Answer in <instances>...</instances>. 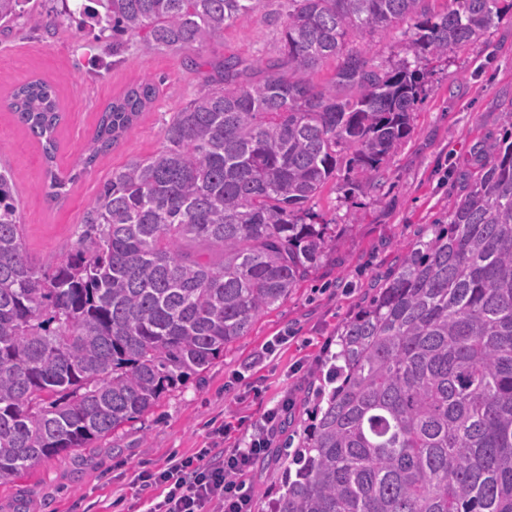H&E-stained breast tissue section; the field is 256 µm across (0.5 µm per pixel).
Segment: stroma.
Masks as SVG:
<instances>
[{"label": "stroma", "instance_id": "stroma-1", "mask_svg": "<svg viewBox=\"0 0 512 512\" xmlns=\"http://www.w3.org/2000/svg\"><path fill=\"white\" fill-rule=\"evenodd\" d=\"M279 7L280 0H267L264 11L225 27L223 37L179 52L146 57L130 46L117 65L111 38H96L75 18L45 29L22 17L0 29V165L12 174L23 242L36 263L75 248L100 185L130 160L162 148L166 121L205 88L212 63L228 56L264 64L280 58L282 26L267 17ZM414 37L404 22L356 42L371 48L375 62L419 69L421 91L411 134L385 164L379 184L351 189L341 170L310 203L316 222L328 224L331 241L309 277L223 357L163 394L149 413L92 447L43 460L1 482L0 512H146L152 492L138 479L143 468L165 466L170 457L217 442L233 446L287 398L293 401L288 431L302 432L309 385L336 351L342 321L394 267L401 245L446 220L481 174L487 145L512 124V13L447 56L415 59ZM33 78L54 86L65 114L51 164L9 108L12 91ZM147 79L159 88L156 100L111 151L83 168L99 113ZM50 166L69 180L57 202L44 188ZM221 427L227 435L220 441L215 432ZM282 473L279 460L251 465L244 480L253 491L252 512H268L283 491Z\"/></svg>", "mask_w": 512, "mask_h": 512}]
</instances>
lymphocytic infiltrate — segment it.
<instances>
[{
	"instance_id": "obj_1",
	"label": "lymphocytic infiltrate",
	"mask_w": 512,
	"mask_h": 512,
	"mask_svg": "<svg viewBox=\"0 0 512 512\" xmlns=\"http://www.w3.org/2000/svg\"><path fill=\"white\" fill-rule=\"evenodd\" d=\"M288 409L284 402L265 411L248 440L233 447L205 448L142 471L140 481L157 490L147 512H251L252 492L240 477L268 448L277 420Z\"/></svg>"
}]
</instances>
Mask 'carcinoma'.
<instances>
[{
  "instance_id": "carcinoma-1",
  "label": "carcinoma",
  "mask_w": 512,
  "mask_h": 512,
  "mask_svg": "<svg viewBox=\"0 0 512 512\" xmlns=\"http://www.w3.org/2000/svg\"><path fill=\"white\" fill-rule=\"evenodd\" d=\"M265 0H79L81 23L140 51H181L224 36ZM30 0H0V24ZM504 0H288L282 58L252 79L228 57L173 113L164 145L129 161L82 217L77 247L44 265L25 252L9 171L0 167V482L91 445L148 413L208 368L305 279L328 244L306 205L345 166L371 186L411 133L420 71L386 69L354 37L414 22L417 57L479 38ZM337 60L328 86L307 75ZM158 94L141 82L98 118L83 168ZM41 144L49 195L63 114L54 87L12 93ZM327 381L310 385L312 421L286 458L271 512H512V135L448 222L404 249L347 318Z\"/></svg>"
}]
</instances>
